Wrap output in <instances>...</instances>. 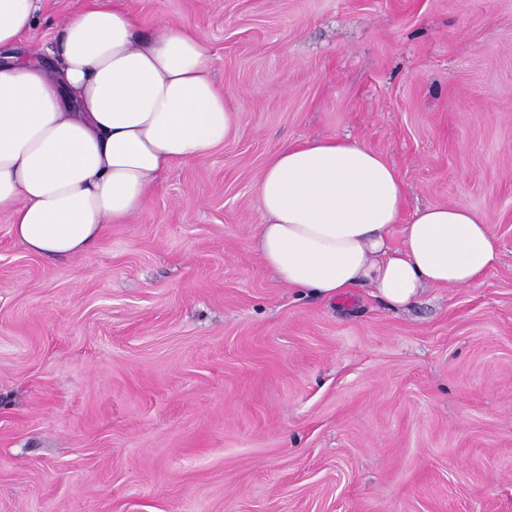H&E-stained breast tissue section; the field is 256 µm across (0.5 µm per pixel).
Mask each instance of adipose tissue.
<instances>
[{"instance_id":"adipose-tissue-1","label":"adipose tissue","mask_w":512,"mask_h":512,"mask_svg":"<svg viewBox=\"0 0 512 512\" xmlns=\"http://www.w3.org/2000/svg\"><path fill=\"white\" fill-rule=\"evenodd\" d=\"M42 4L0 0V214L30 254L69 258L144 211L173 163L222 146L236 113L200 38L176 27L147 33L110 0H87L64 21L50 50L54 66L14 55ZM256 193L264 264L310 295L331 299L369 285L403 307L425 287L472 286L501 259L498 238L466 206L404 217L397 171L349 138L280 150Z\"/></svg>"}]
</instances>
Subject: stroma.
Here are the masks:
<instances>
[{
  "mask_svg": "<svg viewBox=\"0 0 512 512\" xmlns=\"http://www.w3.org/2000/svg\"><path fill=\"white\" fill-rule=\"evenodd\" d=\"M187 28L238 131L49 260L0 215V512H512V0H116ZM86 0H43L17 50ZM350 138L408 211L500 241L405 309L287 287L255 245L269 159Z\"/></svg>",
  "mask_w": 512,
  "mask_h": 512,
  "instance_id": "35a3bbf8",
  "label": "stroma"
}]
</instances>
